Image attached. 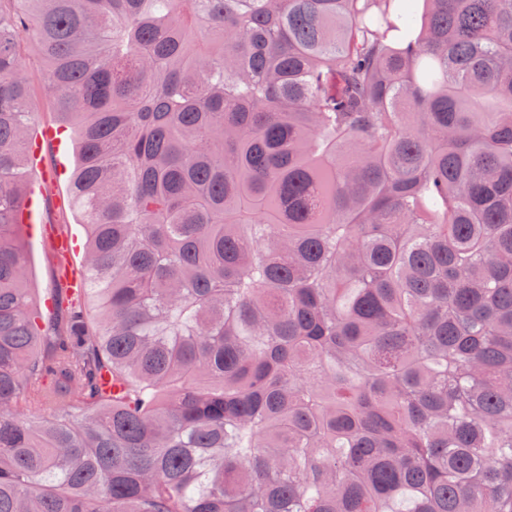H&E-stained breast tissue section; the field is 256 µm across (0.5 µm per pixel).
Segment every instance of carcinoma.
I'll return each instance as SVG.
<instances>
[{
	"label": "carcinoma",
	"instance_id": "obj_1",
	"mask_svg": "<svg viewBox=\"0 0 512 512\" xmlns=\"http://www.w3.org/2000/svg\"><path fill=\"white\" fill-rule=\"evenodd\" d=\"M0 512H512V0H0ZM20 55L23 69L33 93L32 99L36 110V131H40L41 127L47 124H58L50 101L43 93L46 70L35 51V44L27 32L21 35ZM64 155L68 171L53 183L43 184L41 169H52ZM41 169L34 167L29 172V179L40 195L44 222L35 191L24 202L21 222L33 224V228L23 227V239L29 252V270L27 276L28 288H32L37 300L40 302L49 293H55L65 288L59 279L58 270L61 259L55 252L46 229H55L58 233L71 236L75 240L76 249L71 252L70 262L73 267L82 269L84 261L85 230L82 224H77L78 217L68 206L69 177L75 165L73 136L65 132L60 146L47 143L43 145L41 153Z\"/></svg>",
	"mask_w": 512,
	"mask_h": 512
}]
</instances>
